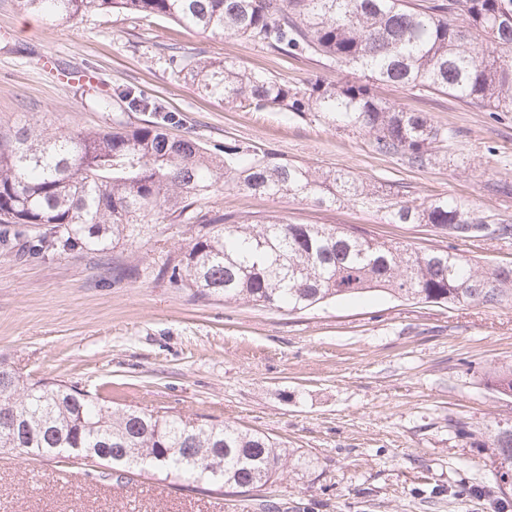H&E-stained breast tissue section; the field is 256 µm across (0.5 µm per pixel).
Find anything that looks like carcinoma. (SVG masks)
<instances>
[{
	"mask_svg": "<svg viewBox=\"0 0 512 512\" xmlns=\"http://www.w3.org/2000/svg\"><path fill=\"white\" fill-rule=\"evenodd\" d=\"M52 26L89 12L124 11L151 22L171 19L214 37L251 38L290 57L325 61L368 74L369 83H332L320 76L291 87L229 60H181L177 73L226 104L302 114L364 131L375 151L425 167L448 132L423 112L383 102L372 85L442 93L492 112H512V0H20ZM116 96L153 119L129 129L48 133L27 119L0 136V249L53 258L75 250L131 246L173 217L190 242L163 273L174 288L265 308L304 310L372 290L442 305L512 303V265L482 267L464 255L378 241L356 228L248 224L204 211L198 202L228 180L248 195L288 196L319 206L370 205L375 192L358 178L257 153L249 146H206L175 138L173 116L130 88ZM391 224H430L464 242L487 235L512 240V224H494L461 201L397 200ZM492 389L512 390V368L490 373ZM490 463L512 472V427L485 432ZM78 448L111 473L137 466L184 479L206 493L262 487L311 460L268 434L167 411L112 410L62 380L23 384L0 365V450L51 457Z\"/></svg>",
	"mask_w": 512,
	"mask_h": 512,
	"instance_id": "1",
	"label": "carcinoma"
}]
</instances>
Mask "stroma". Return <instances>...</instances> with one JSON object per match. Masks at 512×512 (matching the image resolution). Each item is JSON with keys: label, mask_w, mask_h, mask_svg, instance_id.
<instances>
[{"label": "stroma", "mask_w": 512, "mask_h": 512, "mask_svg": "<svg viewBox=\"0 0 512 512\" xmlns=\"http://www.w3.org/2000/svg\"><path fill=\"white\" fill-rule=\"evenodd\" d=\"M236 62L291 86L310 78L365 82L240 37L211 38L174 21L115 11L52 27L19 0H0V132L20 117L47 131L99 130L113 116L147 120L116 99L131 87L176 117L168 131L211 146L236 142L315 169L351 174L376 203L317 206L243 194L203 200L248 221L356 225L380 241L442 248L478 264H512V241L461 242L427 224H391L389 202L450 195L512 224V112L445 94L375 85L376 95L449 130L422 168L377 153L370 136L314 113L255 111L211 99L178 77L171 55ZM109 109H101L100 99ZM164 221L140 245L53 259L0 253V362L31 382L64 380L109 401L231 422L313 460L250 495L203 494L133 472L124 483L84 460L0 452V512H512L497 497L479 440L512 424V397L487 374L512 367V304L443 306L381 292L287 312L206 300L162 270L189 241Z\"/></svg>", "instance_id": "35a3bbf8"}]
</instances>
